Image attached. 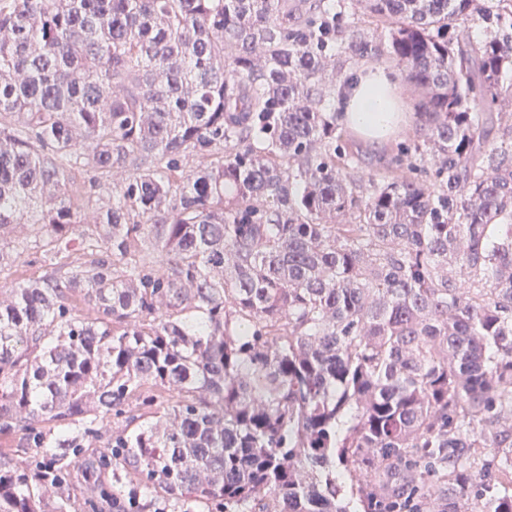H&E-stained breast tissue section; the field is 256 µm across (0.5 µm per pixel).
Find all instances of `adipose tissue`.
Segmentation results:
<instances>
[{
  "label": "adipose tissue",
  "mask_w": 512,
  "mask_h": 512,
  "mask_svg": "<svg viewBox=\"0 0 512 512\" xmlns=\"http://www.w3.org/2000/svg\"><path fill=\"white\" fill-rule=\"evenodd\" d=\"M340 120L366 142L383 146L394 141L405 121V104L390 74L363 65L337 99Z\"/></svg>",
  "instance_id": "adipose-tissue-1"
}]
</instances>
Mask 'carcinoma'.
Masks as SVG:
<instances>
[{"label":"carcinoma","instance_id":"obj_1","mask_svg":"<svg viewBox=\"0 0 512 512\" xmlns=\"http://www.w3.org/2000/svg\"><path fill=\"white\" fill-rule=\"evenodd\" d=\"M0 0V512H512V0ZM480 18L495 35L473 40ZM350 57L424 92L360 176ZM159 253L163 259L153 260ZM342 468L349 486L336 481ZM121 472L115 469L96 470L88 472L82 470L77 466L70 468L69 483L71 492L76 502L83 503L89 499L94 500L96 505V512H117L116 510H129V512L142 511L148 508L149 511H172V504L174 499L172 496L159 491L151 497H139V504L137 507L133 506L132 501L128 503V497L133 495V490L129 486L121 484ZM112 493H113V508H112ZM134 496V495H133ZM120 501V507H116L117 502ZM126 506V507H124ZM146 511V512H149Z\"/></svg>","mask_w":512,"mask_h":512}]
</instances>
